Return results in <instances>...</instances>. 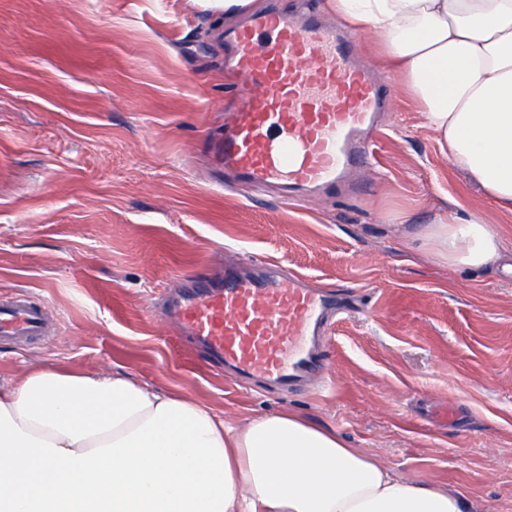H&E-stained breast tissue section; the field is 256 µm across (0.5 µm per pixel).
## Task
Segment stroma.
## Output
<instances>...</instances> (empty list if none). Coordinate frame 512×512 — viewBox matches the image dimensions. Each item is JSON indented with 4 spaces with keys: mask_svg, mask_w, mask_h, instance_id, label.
Wrapping results in <instances>:
<instances>
[{
    "mask_svg": "<svg viewBox=\"0 0 512 512\" xmlns=\"http://www.w3.org/2000/svg\"><path fill=\"white\" fill-rule=\"evenodd\" d=\"M238 22L192 0H0V298L57 320L55 335L0 342V380L116 369L230 423L292 410L412 481L512 512V270L448 267L424 237L458 202L511 250L512 213L443 154L367 31L356 48L392 107L353 189L252 200L221 186L202 140L234 93L224 32ZM248 254L357 287L330 376L238 386L150 316L181 275Z\"/></svg>",
    "mask_w": 512,
    "mask_h": 512,
    "instance_id": "stroma-1",
    "label": "stroma"
}]
</instances>
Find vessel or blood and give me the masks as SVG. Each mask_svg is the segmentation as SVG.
<instances>
[{
	"label": "vessel or blood",
	"instance_id": "vessel-or-blood-1",
	"mask_svg": "<svg viewBox=\"0 0 512 512\" xmlns=\"http://www.w3.org/2000/svg\"><path fill=\"white\" fill-rule=\"evenodd\" d=\"M224 41L240 83L209 152L230 186L332 191L353 169L373 163L390 89L357 62L341 27L322 25L312 10L300 17L256 13ZM255 265L259 274L225 270L215 282L163 300L162 308L238 379L259 376L293 389L327 370L319 342L334 333L337 300L349 288H313L302 275L285 277L275 262ZM50 333L43 306L23 296L0 301V339Z\"/></svg>",
	"mask_w": 512,
	"mask_h": 512
}]
</instances>
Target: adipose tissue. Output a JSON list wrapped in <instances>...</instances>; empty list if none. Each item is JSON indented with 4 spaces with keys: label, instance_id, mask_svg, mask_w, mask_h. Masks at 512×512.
Masks as SVG:
<instances>
[{
    "label": "adipose tissue",
    "instance_id": "1",
    "mask_svg": "<svg viewBox=\"0 0 512 512\" xmlns=\"http://www.w3.org/2000/svg\"><path fill=\"white\" fill-rule=\"evenodd\" d=\"M374 32L453 165L512 212V0H329ZM426 236L452 268L506 252L481 216ZM0 512H484L412 483L292 411L229 425L119 372L36 367L0 383Z\"/></svg>",
    "mask_w": 512,
    "mask_h": 512
}]
</instances>
